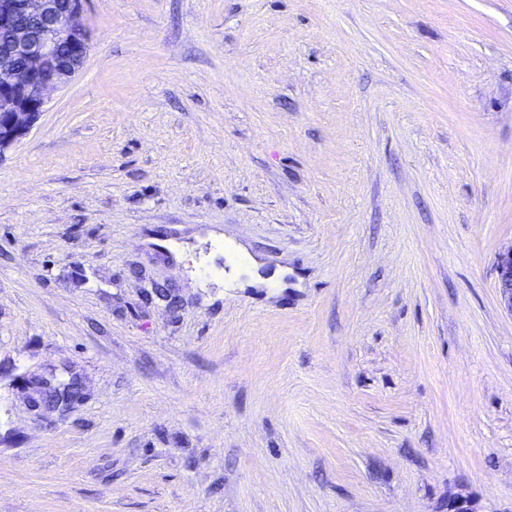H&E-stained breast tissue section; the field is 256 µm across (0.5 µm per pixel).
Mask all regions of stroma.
<instances>
[{
  "label": "stroma",
  "mask_w": 512,
  "mask_h": 512,
  "mask_svg": "<svg viewBox=\"0 0 512 512\" xmlns=\"http://www.w3.org/2000/svg\"><path fill=\"white\" fill-rule=\"evenodd\" d=\"M86 23L0 155V512H512V0ZM496 272L501 305L512 314V247L499 254Z\"/></svg>",
  "instance_id": "stroma-1"
}]
</instances>
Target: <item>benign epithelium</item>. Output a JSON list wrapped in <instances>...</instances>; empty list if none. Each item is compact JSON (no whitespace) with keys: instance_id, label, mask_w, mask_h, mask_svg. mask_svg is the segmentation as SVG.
<instances>
[{"instance_id":"1","label":"benign epithelium","mask_w":512,"mask_h":512,"mask_svg":"<svg viewBox=\"0 0 512 512\" xmlns=\"http://www.w3.org/2000/svg\"><path fill=\"white\" fill-rule=\"evenodd\" d=\"M87 0H0V34L11 56L0 61V155L27 135L49 92L67 86L90 51ZM501 305L512 314V247L496 263Z\"/></svg>"}]
</instances>
